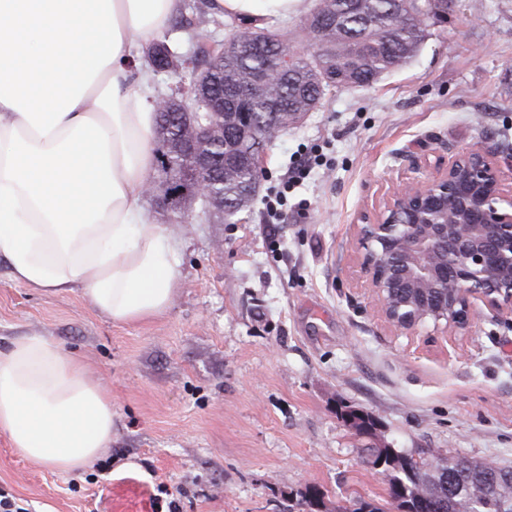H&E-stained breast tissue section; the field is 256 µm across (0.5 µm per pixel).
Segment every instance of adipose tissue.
I'll return each instance as SVG.
<instances>
[{"instance_id": "1", "label": "adipose tissue", "mask_w": 512, "mask_h": 512, "mask_svg": "<svg viewBox=\"0 0 512 512\" xmlns=\"http://www.w3.org/2000/svg\"><path fill=\"white\" fill-rule=\"evenodd\" d=\"M306 0H215L272 22ZM182 0H0V257L31 288H81L112 321L165 311L175 249L150 223L149 76L135 38L164 32ZM0 432L21 456L85 469L112 439V399L55 341L0 350Z\"/></svg>"}]
</instances>
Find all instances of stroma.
Masks as SVG:
<instances>
[{"instance_id": "1", "label": "stroma", "mask_w": 512, "mask_h": 512, "mask_svg": "<svg viewBox=\"0 0 512 512\" xmlns=\"http://www.w3.org/2000/svg\"><path fill=\"white\" fill-rule=\"evenodd\" d=\"M408 66L333 89L269 147L250 207L231 223L190 207L169 223L179 288L132 323L81 289H34L0 259V349L57 342L112 397V439L85 470L19 456L0 433V486L29 512H323L388 498L366 448H426L512 468V326L478 307L465 335L433 325L395 335L358 262L357 226L381 195L459 149L512 168V0H454ZM322 164L288 192V221H264L267 195L304 153ZM372 416L365 434L344 411Z\"/></svg>"}]
</instances>
